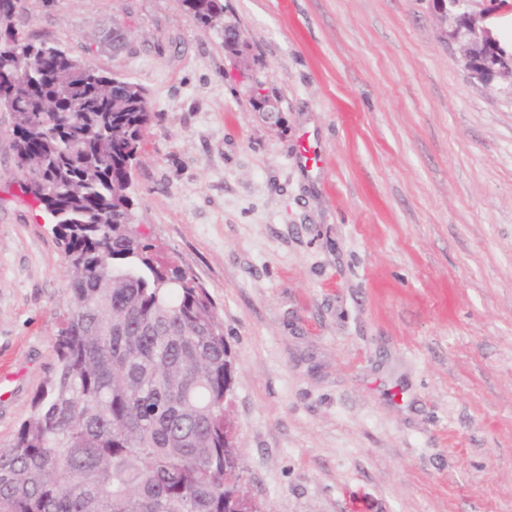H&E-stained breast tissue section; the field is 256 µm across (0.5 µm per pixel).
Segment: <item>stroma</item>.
<instances>
[{
	"label": "stroma",
	"mask_w": 512,
	"mask_h": 512,
	"mask_svg": "<svg viewBox=\"0 0 512 512\" xmlns=\"http://www.w3.org/2000/svg\"><path fill=\"white\" fill-rule=\"evenodd\" d=\"M224 23L242 54L181 0H22L15 29L145 89L136 227L224 324L250 493L512 512V87L471 82L432 0H224ZM12 128L1 108L2 442L54 370L68 294Z\"/></svg>",
	"instance_id": "1"
}]
</instances>
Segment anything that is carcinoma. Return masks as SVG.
<instances>
[{"mask_svg":"<svg viewBox=\"0 0 512 512\" xmlns=\"http://www.w3.org/2000/svg\"><path fill=\"white\" fill-rule=\"evenodd\" d=\"M227 32L224 0H181ZM41 56L69 77L43 81ZM37 86L11 112L24 192L53 219L69 272L56 365L0 443V512H234L241 449L228 440L231 351L207 291L132 228L127 194L148 129L145 90L66 51L0 33V68Z\"/></svg>","mask_w":512,"mask_h":512,"instance_id":"carcinoma-1","label":"carcinoma"}]
</instances>
